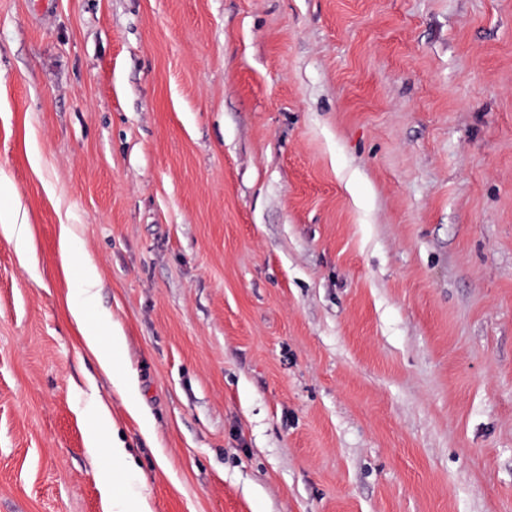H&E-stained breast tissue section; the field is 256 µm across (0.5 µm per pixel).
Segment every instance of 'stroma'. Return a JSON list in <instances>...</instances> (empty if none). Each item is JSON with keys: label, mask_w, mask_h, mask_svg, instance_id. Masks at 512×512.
Listing matches in <instances>:
<instances>
[{"label": "stroma", "mask_w": 512, "mask_h": 512, "mask_svg": "<svg viewBox=\"0 0 512 512\" xmlns=\"http://www.w3.org/2000/svg\"><path fill=\"white\" fill-rule=\"evenodd\" d=\"M12 207L0 512H512V0H0ZM18 216V212L5 211V214H2L1 211L0 222H2V217L3 221L4 219L10 221L8 224H2V227L4 230H7L10 233L16 251L19 253H24L29 248V234L27 224H24L23 222L18 223ZM76 261L82 265L85 288L82 289V298L68 302V312L79 329L85 348L111 379L112 387L124 400L126 410L131 416H137L136 379L129 371L119 369V357L115 349L122 339L120 329L107 318L94 319L89 316L88 306L97 285L96 267L86 258H77ZM105 329L110 333V347L104 344ZM92 410L94 414L86 433V447L93 457L102 453L112 456L113 462L121 467H118L120 470L116 469V471L121 472L126 478V483L119 487L114 483L111 474L103 473L100 476L99 485L102 496L110 504V510L114 512H153L148 495L141 488L134 490L132 483L128 482L134 464L124 443L116 436L115 424L108 407L94 400ZM129 498L132 501L129 502Z\"/></svg>", "instance_id": "stroma-1"}]
</instances>
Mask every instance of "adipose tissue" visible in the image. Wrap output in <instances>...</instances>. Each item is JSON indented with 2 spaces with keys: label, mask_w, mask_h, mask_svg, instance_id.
Masks as SVG:
<instances>
[{
  "label": "adipose tissue",
  "mask_w": 512,
  "mask_h": 512,
  "mask_svg": "<svg viewBox=\"0 0 512 512\" xmlns=\"http://www.w3.org/2000/svg\"><path fill=\"white\" fill-rule=\"evenodd\" d=\"M85 288L82 298L70 301L68 312L79 329L85 348L96 358L101 369L109 376L115 392L124 400L130 415H137L138 404L135 398L136 380L126 370L120 369L116 351L122 336L120 329L109 319L91 318L88 306L97 285V270L90 260H82ZM93 416L86 433V447L91 455L107 454L117 463L123 475H130L134 468L130 454L123 442L110 429L114 422L110 411L101 402H93ZM103 498L108 501L112 512H152L147 494L134 489L132 484L116 485L111 474L99 478Z\"/></svg>",
  "instance_id": "adipose-tissue-1"
}]
</instances>
